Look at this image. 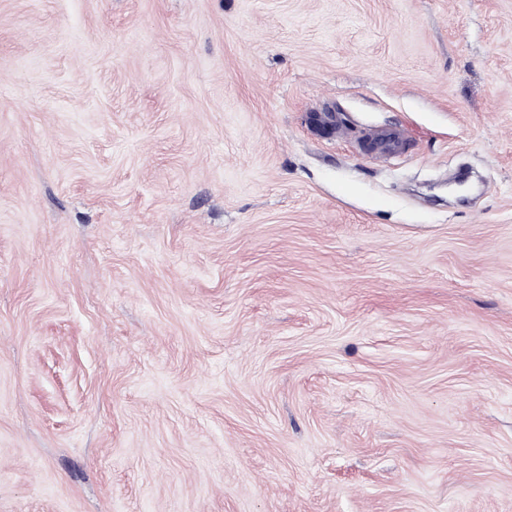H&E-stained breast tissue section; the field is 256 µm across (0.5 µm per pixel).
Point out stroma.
I'll use <instances>...</instances> for the list:
<instances>
[{
  "label": "stroma",
  "instance_id": "stroma-1",
  "mask_svg": "<svg viewBox=\"0 0 512 512\" xmlns=\"http://www.w3.org/2000/svg\"><path fill=\"white\" fill-rule=\"evenodd\" d=\"M0 512H512V0H0ZM369 152L375 159H383L401 152L408 143V136L400 127H371L365 134Z\"/></svg>",
  "mask_w": 512,
  "mask_h": 512
}]
</instances>
